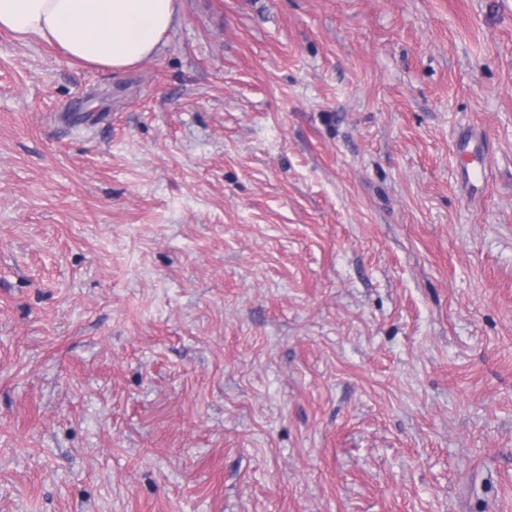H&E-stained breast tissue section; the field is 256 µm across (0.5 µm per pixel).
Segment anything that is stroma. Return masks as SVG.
<instances>
[{
  "label": "stroma",
  "mask_w": 512,
  "mask_h": 512,
  "mask_svg": "<svg viewBox=\"0 0 512 512\" xmlns=\"http://www.w3.org/2000/svg\"><path fill=\"white\" fill-rule=\"evenodd\" d=\"M0 512H512V0L0 31ZM179 0H0V29L60 47L82 64L124 71L151 57ZM462 170L468 180L483 181L486 171V157L483 153L470 152L466 147L460 150Z\"/></svg>",
  "instance_id": "1"
}]
</instances>
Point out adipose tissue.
Masks as SVG:
<instances>
[{
	"label": "adipose tissue",
	"instance_id": "adipose-tissue-1",
	"mask_svg": "<svg viewBox=\"0 0 512 512\" xmlns=\"http://www.w3.org/2000/svg\"><path fill=\"white\" fill-rule=\"evenodd\" d=\"M178 8L179 0H0V29L124 71L155 53Z\"/></svg>",
	"mask_w": 512,
	"mask_h": 512
}]
</instances>
